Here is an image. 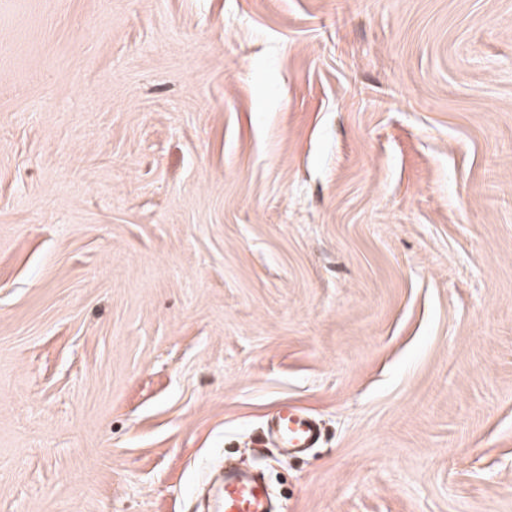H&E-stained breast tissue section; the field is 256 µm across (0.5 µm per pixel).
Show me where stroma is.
Returning a JSON list of instances; mask_svg holds the SVG:
<instances>
[{
	"label": "stroma",
	"mask_w": 512,
	"mask_h": 512,
	"mask_svg": "<svg viewBox=\"0 0 512 512\" xmlns=\"http://www.w3.org/2000/svg\"><path fill=\"white\" fill-rule=\"evenodd\" d=\"M512 512V0H0V512ZM272 431L289 452H303L314 448L321 437L317 422L293 410H282L274 417ZM266 488L251 476L227 472L215 512H267Z\"/></svg>",
	"instance_id": "1"
}]
</instances>
